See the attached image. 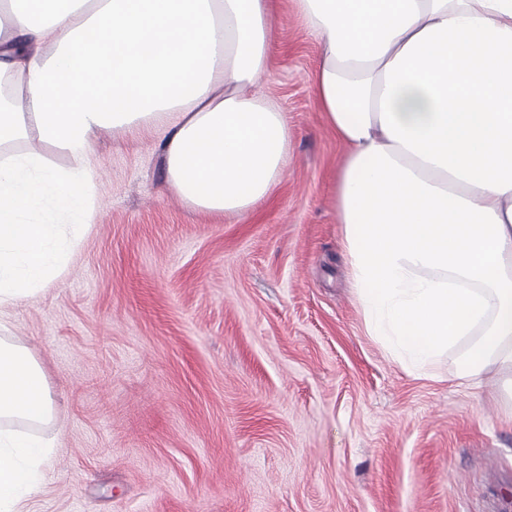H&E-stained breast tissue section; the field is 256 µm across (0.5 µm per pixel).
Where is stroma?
<instances>
[{
  "label": "stroma",
  "instance_id": "1",
  "mask_svg": "<svg viewBox=\"0 0 512 512\" xmlns=\"http://www.w3.org/2000/svg\"><path fill=\"white\" fill-rule=\"evenodd\" d=\"M256 93L288 159L244 216L188 208L154 127L95 147L99 209L65 272L0 307L55 408L9 421L52 441L22 512H512V411L459 350L409 376L368 335L335 208L318 45L275 0Z\"/></svg>",
  "mask_w": 512,
  "mask_h": 512
}]
</instances>
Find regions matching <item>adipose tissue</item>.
<instances>
[{
    "mask_svg": "<svg viewBox=\"0 0 512 512\" xmlns=\"http://www.w3.org/2000/svg\"><path fill=\"white\" fill-rule=\"evenodd\" d=\"M313 86L345 146L335 205L367 329L408 374L467 344L457 377L512 401V0H295ZM271 0H0V305L58 278L95 213L99 136L163 119L169 186L241 216L288 158ZM65 151L59 166L43 146ZM38 363L0 341V420L51 418ZM52 444L0 429V512Z\"/></svg>",
    "mask_w": 512,
    "mask_h": 512,
    "instance_id": "1",
    "label": "adipose tissue"
}]
</instances>
